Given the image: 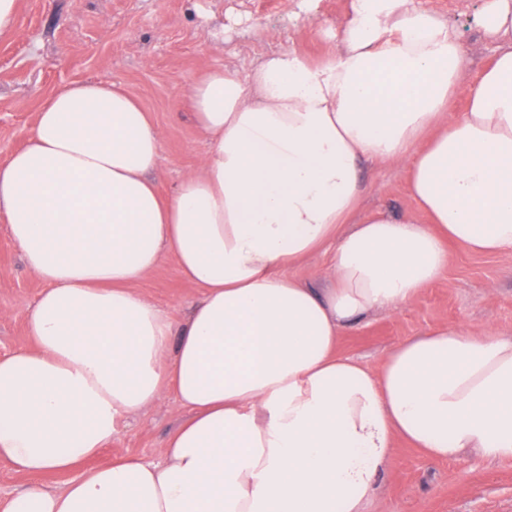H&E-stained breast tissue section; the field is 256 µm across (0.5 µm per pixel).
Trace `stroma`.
Returning a JSON list of instances; mask_svg holds the SVG:
<instances>
[{
    "label": "stroma",
    "instance_id": "stroma-1",
    "mask_svg": "<svg viewBox=\"0 0 512 512\" xmlns=\"http://www.w3.org/2000/svg\"><path fill=\"white\" fill-rule=\"evenodd\" d=\"M451 19L465 39L476 78L494 55L480 31L484 0H416ZM299 0H18L16 30L0 35V162L21 148L46 98L70 82L122 83L164 135L155 173L170 192L197 168L207 147L187 114L190 84L214 67L230 70L256 63L273 51L312 58L333 53L335 42L317 36V23L340 25L349 0H314L301 12ZM364 214L393 217L414 210L404 170L365 168ZM172 316L185 313L198 291L165 260L138 283ZM43 285L26 270L0 230V356L26 347L25 316ZM493 324L512 335V255L478 256L452 244L445 275L425 288L399 314L375 313L348 329L341 350L370 367L401 341L439 325ZM184 414L159 402L121 423L102 455L136 454L160 460ZM369 512H512V457L467 452L458 460H434L397 441L379 474Z\"/></svg>",
    "mask_w": 512,
    "mask_h": 512
}]
</instances>
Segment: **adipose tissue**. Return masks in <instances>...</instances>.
Returning a JSON list of instances; mask_svg holds the SVG:
<instances>
[{"label": "adipose tissue", "mask_w": 512, "mask_h": 512, "mask_svg": "<svg viewBox=\"0 0 512 512\" xmlns=\"http://www.w3.org/2000/svg\"><path fill=\"white\" fill-rule=\"evenodd\" d=\"M480 27L496 55L474 81L454 23L411 0H350L325 60L211 69L185 97L207 149L168 195L163 133L124 87L52 93L0 163L9 241L44 285L29 346L0 358V458L31 479L0 512H366L396 441L512 456V336L447 324L376 369L339 351L437 281L449 243L512 254V0ZM367 162L406 170L424 219L361 215ZM329 245L326 287L295 275ZM167 257L199 290L178 320L136 287ZM168 397L189 417L162 461H99Z\"/></svg>", "instance_id": "1"}]
</instances>
